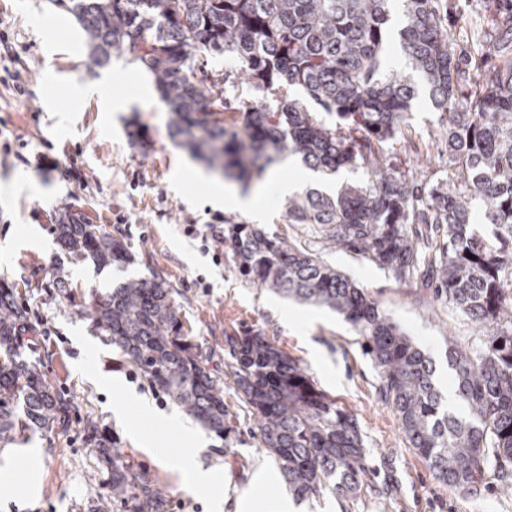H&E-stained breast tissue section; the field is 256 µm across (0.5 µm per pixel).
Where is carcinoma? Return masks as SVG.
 I'll return each instance as SVG.
<instances>
[{
  "label": "carcinoma",
  "mask_w": 512,
  "mask_h": 512,
  "mask_svg": "<svg viewBox=\"0 0 512 512\" xmlns=\"http://www.w3.org/2000/svg\"><path fill=\"white\" fill-rule=\"evenodd\" d=\"M82 30L98 66L128 52L153 78L173 141L222 175L261 181L284 153L311 170H361L367 182L334 194L310 188L287 200L288 223L333 251L375 264L404 285L432 289L490 331L484 346L448 338L455 396L448 410L433 362L379 302L300 241L257 224L225 221L238 271L286 298L343 316L378 368L380 392L405 438L441 483L471 491L492 469L512 490V0H484L489 31L478 55L448 32V0H56ZM394 36L406 70L387 67ZM230 68L207 71L208 60ZM276 95L239 102L242 122L212 110L226 87ZM298 88L338 121L296 98ZM426 92L440 112L438 139L448 175L429 184L387 161L414 100ZM492 225L476 230L477 214ZM61 249L100 267L130 261L127 243L105 224L67 212L53 227ZM92 321L159 390L203 427L224 436V385L187 335L181 306L162 281L129 278L89 292ZM27 312L0 283V441L46 431L78 405L26 355L36 344ZM228 375L257 418L259 435L298 499L333 490L357 495L366 448L357 419L320 390L298 360L260 329L227 337ZM126 512H163L164 492L128 463L112 436L84 424Z\"/></svg>",
  "instance_id": "obj_1"
}]
</instances>
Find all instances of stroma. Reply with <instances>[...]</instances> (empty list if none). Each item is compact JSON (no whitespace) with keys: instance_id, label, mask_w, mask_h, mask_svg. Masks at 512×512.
Masks as SVG:
<instances>
[{"instance_id":"obj_1","label":"stroma","mask_w":512,"mask_h":512,"mask_svg":"<svg viewBox=\"0 0 512 512\" xmlns=\"http://www.w3.org/2000/svg\"><path fill=\"white\" fill-rule=\"evenodd\" d=\"M478 46L486 29L483 0H461L448 20ZM0 30L13 57H0V279L15 283L36 329L35 358L50 383L80 408L67 429L17 438L0 447V473L15 475L19 492L0 497V512H121L95 448L83 431L92 418L116 438L126 458L166 492V512H218L186 481L180 467L194 456L218 471L222 511L236 512L242 495L277 499L288 492L264 450L255 417L232 382L224 384L229 431L220 438L187 415L112 345L83 311L87 292H104L123 279L164 281L181 306L182 321L211 367L230 360L227 337L263 330L300 361L317 386L355 416L367 449V474L354 498L330 492L307 499V512H512V492L488 476L463 494L434 477L410 448L396 415L379 394L380 378L361 338L342 316L267 292L242 277L227 249L212 253L187 225L249 223L247 214L216 207L210 188L185 174L191 155L168 135L167 108L131 54L91 62L74 18L54 0H0ZM26 79L15 94L13 73ZM107 79L113 100L132 99L128 111L105 112L91 81ZM57 169L35 166L39 156ZM111 225L132 261L98 269L73 262L52 232L67 211ZM326 260L372 294L383 311L436 365L441 390L451 389L448 341L481 346L474 324L437 302L431 291L401 285L376 265L343 251ZM65 281L74 302L58 301ZM120 378L122 391L104 386ZM136 393L151 412L127 402ZM197 437L183 436V426ZM275 474L256 483L259 469Z\"/></svg>"}]
</instances>
